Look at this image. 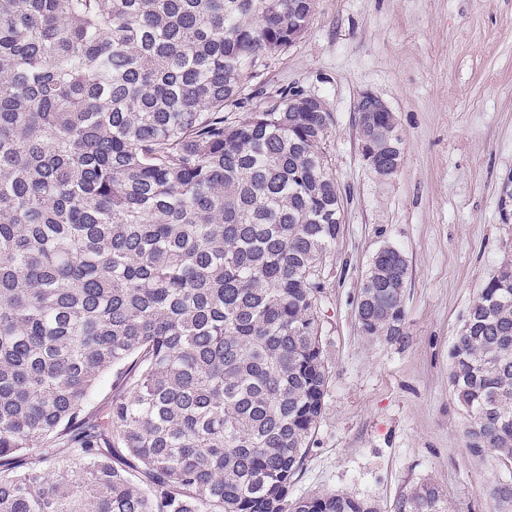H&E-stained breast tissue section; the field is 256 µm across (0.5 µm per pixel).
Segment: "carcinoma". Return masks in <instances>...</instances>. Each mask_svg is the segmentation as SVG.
Returning <instances> with one entry per match:
<instances>
[{
	"label": "carcinoma",
	"instance_id": "1",
	"mask_svg": "<svg viewBox=\"0 0 512 512\" xmlns=\"http://www.w3.org/2000/svg\"><path fill=\"white\" fill-rule=\"evenodd\" d=\"M317 0H0V512H379L290 499L331 381L323 266L341 229L334 116L246 79ZM360 110L380 172L395 114ZM512 222V177L502 183ZM400 249L358 331L403 343ZM470 455L512 466V264L451 347ZM112 377L103 414L90 411ZM512 509V480L490 488ZM397 512H446L432 482Z\"/></svg>",
	"mask_w": 512,
	"mask_h": 512
}]
</instances>
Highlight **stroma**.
<instances>
[{
  "label": "stroma",
  "mask_w": 512,
  "mask_h": 512,
  "mask_svg": "<svg viewBox=\"0 0 512 512\" xmlns=\"http://www.w3.org/2000/svg\"><path fill=\"white\" fill-rule=\"evenodd\" d=\"M247 86L249 110L296 86L335 119L327 155L343 221L320 300L332 379L293 497L338 493L393 512L428 480L447 512H498L488 490L507 471L470 457L448 374L471 302L512 262L499 211L512 176V0H318L303 38ZM367 93L403 140L388 177L363 158ZM386 245L408 264L403 346L360 335L355 321L362 277Z\"/></svg>",
  "instance_id": "stroma-1"
}]
</instances>
